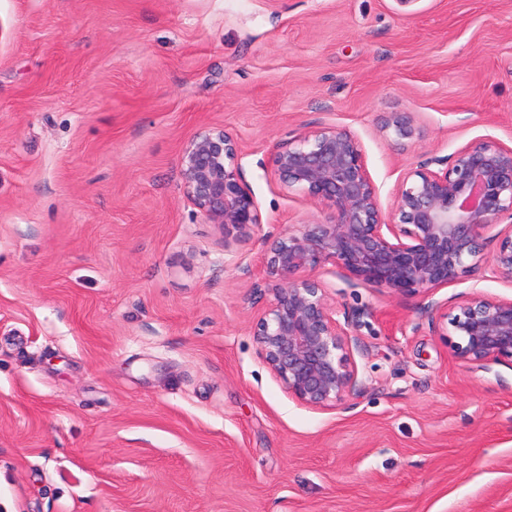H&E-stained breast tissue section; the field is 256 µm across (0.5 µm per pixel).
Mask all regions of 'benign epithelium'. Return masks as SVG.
Wrapping results in <instances>:
<instances>
[{"instance_id":"obj_1","label":"benign epithelium","mask_w":512,"mask_h":512,"mask_svg":"<svg viewBox=\"0 0 512 512\" xmlns=\"http://www.w3.org/2000/svg\"><path fill=\"white\" fill-rule=\"evenodd\" d=\"M380 130L401 145L422 131L412 113L386 115ZM241 147L224 129L194 135L180 155L185 196L206 224L243 231L262 224L245 180ZM284 188L328 201L322 221L287 228L270 238L264 289L273 300L256 324L262 361L288 394L316 410L363 394L354 352L360 315L337 309L315 272L332 262L350 277L425 300L443 321L456 358L475 370L512 363V298L459 294L448 301L433 291L481 269L512 282V146L486 137L446 157L421 162L398 184L384 212L360 139L346 127L318 126L295 135L270 157ZM505 224L485 252L486 231Z\"/></svg>"}]
</instances>
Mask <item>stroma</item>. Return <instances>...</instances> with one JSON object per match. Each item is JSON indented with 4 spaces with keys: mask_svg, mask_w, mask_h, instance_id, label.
Here are the masks:
<instances>
[{
    "mask_svg": "<svg viewBox=\"0 0 512 512\" xmlns=\"http://www.w3.org/2000/svg\"><path fill=\"white\" fill-rule=\"evenodd\" d=\"M330 125L386 209L420 161L511 146L512 0H0V512H512V365L469 369L420 297L318 269L366 313L354 403L299 404L259 355L265 238L330 213L270 156ZM208 127L248 235L183 194ZM472 292L512 283L433 298ZM380 130L393 138L397 145H403L405 141L417 140L422 134L412 113L409 112L389 113L382 119ZM241 147L224 128L194 135L180 155L185 196L204 223L217 224L224 233L243 231L262 223L259 204L245 180Z\"/></svg>",
    "mask_w": 512,
    "mask_h": 512,
    "instance_id": "1",
    "label": "stroma"
}]
</instances>
